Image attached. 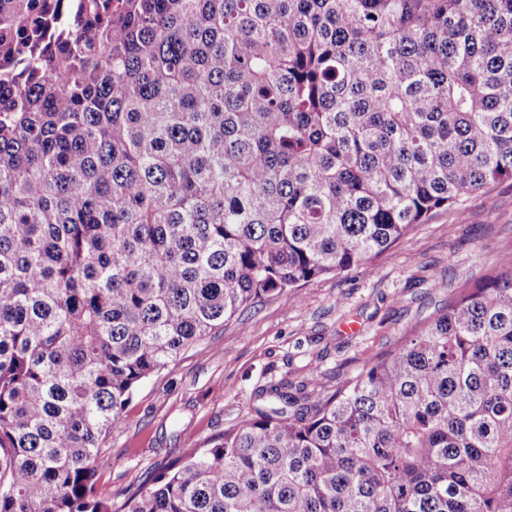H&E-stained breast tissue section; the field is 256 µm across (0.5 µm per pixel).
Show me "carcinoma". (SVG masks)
I'll return each instance as SVG.
<instances>
[{
    "instance_id": "cac0c4a2",
    "label": "carcinoma",
    "mask_w": 512,
    "mask_h": 512,
    "mask_svg": "<svg viewBox=\"0 0 512 512\" xmlns=\"http://www.w3.org/2000/svg\"><path fill=\"white\" fill-rule=\"evenodd\" d=\"M512 180V0H0V512H512V252L121 505L138 385Z\"/></svg>"
}]
</instances>
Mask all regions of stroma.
Returning <instances> with one entry per match:
<instances>
[{"label":"stroma","mask_w":512,"mask_h":512,"mask_svg":"<svg viewBox=\"0 0 512 512\" xmlns=\"http://www.w3.org/2000/svg\"><path fill=\"white\" fill-rule=\"evenodd\" d=\"M510 251L512 180H504L436 211L365 264L238 313L138 386L100 455L99 498L136 488L177 453L234 428L265 386L336 389Z\"/></svg>","instance_id":"stroma-1"}]
</instances>
